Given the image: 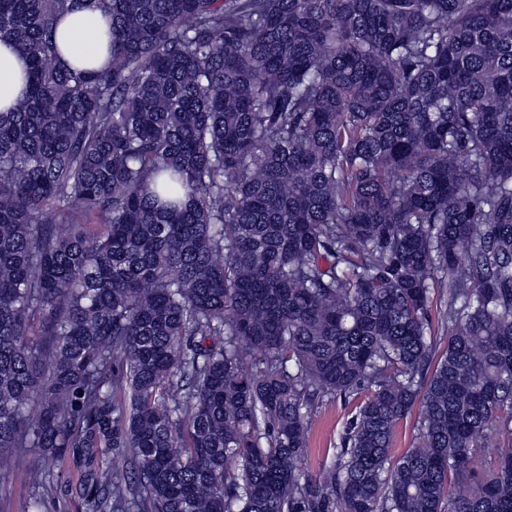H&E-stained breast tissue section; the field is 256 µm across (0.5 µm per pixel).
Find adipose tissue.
<instances>
[{"mask_svg": "<svg viewBox=\"0 0 512 512\" xmlns=\"http://www.w3.org/2000/svg\"><path fill=\"white\" fill-rule=\"evenodd\" d=\"M110 23L91 0L67 13L59 26L60 60L66 66L105 72L110 54L104 32ZM27 61L7 41H0V112L7 111L25 88Z\"/></svg>", "mask_w": 512, "mask_h": 512, "instance_id": "1", "label": "adipose tissue"}]
</instances>
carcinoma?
<instances>
[{"mask_svg":"<svg viewBox=\"0 0 512 512\" xmlns=\"http://www.w3.org/2000/svg\"><path fill=\"white\" fill-rule=\"evenodd\" d=\"M92 2L106 75L60 63L80 0H0L30 61L0 112L24 512L91 448L85 512H512V0ZM336 395L348 446L308 476ZM356 401L337 396L324 398L309 421L308 449L302 465L306 474L316 476L332 465L335 449L339 451L343 437L355 414ZM417 412H413L401 420L393 433L391 448L395 457L403 454L418 442Z\"/></svg>","mask_w":512,"mask_h":512,"instance_id":"obj_1","label":"carcinoma"}]
</instances>
